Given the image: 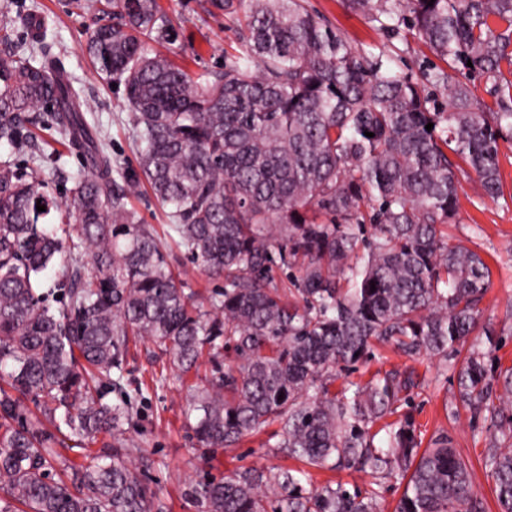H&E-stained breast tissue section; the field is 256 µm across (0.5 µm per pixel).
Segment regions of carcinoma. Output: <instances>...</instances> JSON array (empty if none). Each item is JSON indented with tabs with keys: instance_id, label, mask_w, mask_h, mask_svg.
<instances>
[{
	"instance_id": "carcinoma-1",
	"label": "carcinoma",
	"mask_w": 512,
	"mask_h": 512,
	"mask_svg": "<svg viewBox=\"0 0 512 512\" xmlns=\"http://www.w3.org/2000/svg\"><path fill=\"white\" fill-rule=\"evenodd\" d=\"M428 2L343 0L383 30L408 25L448 63L413 77L304 0H249L242 15L243 0H206L211 19H239L243 55L202 79L146 47L167 36L158 0H65L114 19L87 49L131 108L139 171L119 183L45 19L0 0V141L30 154L23 171L0 163V512H165L126 431L143 393L126 377L132 339L182 385L207 359L210 376L187 386L201 447L236 448L276 423L271 448L303 465L191 479L195 512H379L387 478L403 486L396 512H486L448 435L422 447L407 412L376 445L373 426L409 402L414 371L333 388L376 342L445 361L466 351L457 399L488 424L482 462L512 512V367L480 323L490 268L444 231L461 178L501 193L512 0ZM473 75L492 103L474 97ZM47 106L87 169L63 206L41 178L56 158L30 132ZM143 182L167 208L161 233L127 208ZM53 211L59 225L40 226ZM176 251L222 282L208 304L187 288L190 270L172 268ZM67 439L100 447L75 464ZM311 468H367L374 481L308 489Z\"/></svg>"
}]
</instances>
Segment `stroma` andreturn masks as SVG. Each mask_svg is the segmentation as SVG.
I'll return each instance as SVG.
<instances>
[{
  "label": "stroma",
  "mask_w": 512,
  "mask_h": 512,
  "mask_svg": "<svg viewBox=\"0 0 512 512\" xmlns=\"http://www.w3.org/2000/svg\"><path fill=\"white\" fill-rule=\"evenodd\" d=\"M171 18L169 38L150 41V48L166 55L190 73L220 70L222 61L239 54V27L236 20L217 22L205 17V0H158ZM37 7L48 22L47 39L53 42L74 86L86 100V119L105 137L115 168L131 174L138 163L129 123L130 109L122 86H111L96 72L87 52V38L105 17L93 11L65 13L60 0H26ZM310 9L345 34L357 47L383 51L392 58L396 71L421 75L439 68L441 62L420 42L414 32L400 28L379 29L361 15L345 8L342 0H306ZM499 165L503 191L499 198L483 196L475 180H462L459 214L448 227L450 243L477 251L491 270L490 287L482 308V323L494 328L500 339L497 351L502 363L512 366V139L501 141ZM409 367L423 378L414 390L411 411L427 433L443 432L473 467V480L484 498L487 512H499L493 480L482 464L489 434L482 418L464 409L457 401V369L443 367L439 359L408 357L389 345H377L374 358L351 373L354 381L368 380L375 371ZM186 390L179 382L150 393L139 404L130 435L147 448L151 467L147 481L166 505V512H194L185 500V482L204 473L220 476L235 467H294V460L267 448L268 431L247 438L239 447L218 451L210 463H203L201 450L186 419Z\"/></svg>",
  "instance_id": "stroma-1"
}]
</instances>
